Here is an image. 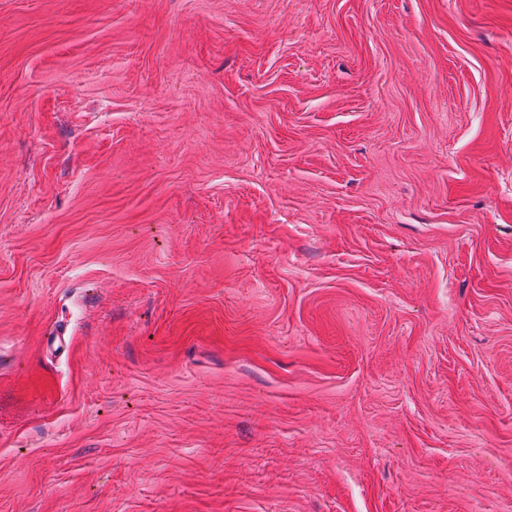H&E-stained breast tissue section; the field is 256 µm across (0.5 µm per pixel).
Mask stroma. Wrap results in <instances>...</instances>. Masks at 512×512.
Listing matches in <instances>:
<instances>
[{
	"mask_svg": "<svg viewBox=\"0 0 512 512\" xmlns=\"http://www.w3.org/2000/svg\"><path fill=\"white\" fill-rule=\"evenodd\" d=\"M0 512H512V0H0Z\"/></svg>",
	"mask_w": 512,
	"mask_h": 512,
	"instance_id": "stroma-1",
	"label": "stroma"
}]
</instances>
